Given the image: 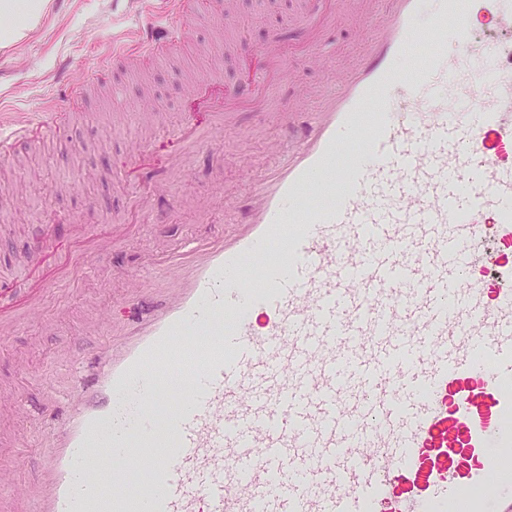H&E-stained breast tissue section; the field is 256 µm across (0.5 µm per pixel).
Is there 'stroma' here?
Returning <instances> with one entry per match:
<instances>
[{
  "instance_id": "obj_1",
  "label": "stroma",
  "mask_w": 512,
  "mask_h": 512,
  "mask_svg": "<svg viewBox=\"0 0 512 512\" xmlns=\"http://www.w3.org/2000/svg\"><path fill=\"white\" fill-rule=\"evenodd\" d=\"M47 10L29 23L21 37L0 44V106L37 112L70 104L74 114L66 129H50L0 158V282L16 277L30 263L29 245L45 234L70 242L79 232L96 234L105 225L124 224L129 231L112 251L105 267L74 265L69 280L53 287L50 308L67 307V322L28 320L0 343V387L21 402L64 392L69 374L61 351L82 353L105 337L85 335L84 323L97 307L119 306L124 275L140 270L141 257L155 242L180 243L224 232L236 220L233 209L200 214L181 209L190 197L238 198L259 166L274 163L269 147L288 141L287 126L274 118L299 103L301 87L322 90L334 84L332 68L318 62V49L291 27L300 0H234L231 49L216 50L212 41L224 26L221 0H188L179 13L171 0H48ZM162 25L187 23V38L164 57L131 51L132 70L112 59V38L127 33L136 19ZM283 39L286 59L298 70L297 83L269 85L266 110L243 109L236 127L225 129L219 142L201 149L188 172L171 184L166 206L143 214L130 199L142 185L129 179L120 161L142 141L152 143L154 157L171 147L165 126L185 118L192 102L189 84L210 77L216 85L240 82L272 31ZM475 47L459 55L454 80L469 84L480 65L512 51V31H502L492 17L475 23ZM111 66L120 91L89 86L92 73ZM26 434L28 445H0V459L12 460L22 485L33 483L43 456V427L26 420H1L0 431Z\"/></svg>"
}]
</instances>
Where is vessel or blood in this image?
<instances>
[{"label":"vessel or blood","mask_w":512,"mask_h":512,"mask_svg":"<svg viewBox=\"0 0 512 512\" xmlns=\"http://www.w3.org/2000/svg\"><path fill=\"white\" fill-rule=\"evenodd\" d=\"M373 2L308 4L316 47L349 12L373 34L320 106L284 113L291 144L231 229L144 254L131 317L93 312L84 331L108 343L65 355L64 403L0 397L49 422L53 448L31 491L0 461V512H512V65L444 92L449 42L469 45L484 11L511 29L512 0ZM133 39L157 55L182 32ZM261 53L287 80L280 32ZM265 96L256 80L225 89L209 124L176 128L167 172ZM67 113H1L0 152ZM124 234L38 242L0 341Z\"/></svg>","instance_id":"1"}]
</instances>
